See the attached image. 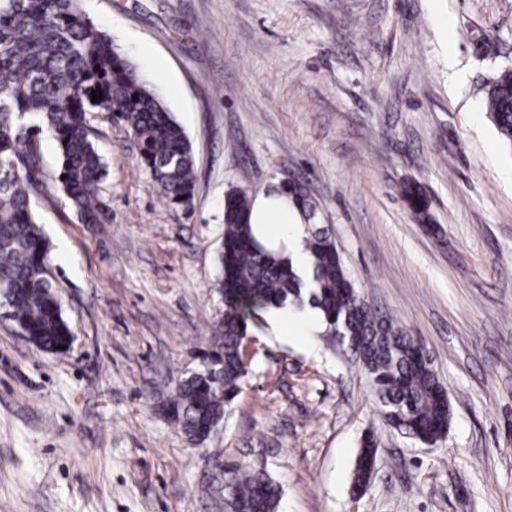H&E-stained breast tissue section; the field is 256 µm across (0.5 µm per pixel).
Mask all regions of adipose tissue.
<instances>
[{"mask_svg":"<svg viewBox=\"0 0 512 512\" xmlns=\"http://www.w3.org/2000/svg\"><path fill=\"white\" fill-rule=\"evenodd\" d=\"M247 220L253 224L259 240L273 248L286 247L295 269L302 273L308 271V255L302 247L303 220L286 194L273 192L258 196L251 204Z\"/></svg>","mask_w":512,"mask_h":512,"instance_id":"1","label":"adipose tissue"}]
</instances>
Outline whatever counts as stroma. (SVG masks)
Returning a JSON list of instances; mask_svg holds the SVG:
<instances>
[{
  "mask_svg": "<svg viewBox=\"0 0 512 512\" xmlns=\"http://www.w3.org/2000/svg\"><path fill=\"white\" fill-rule=\"evenodd\" d=\"M83 6L185 130L196 192L168 203L126 127L95 113L106 215L82 223L41 135L31 202L74 343L45 353L0 317V512H224V472L243 461L281 486L279 512H512V147L483 104L512 66V0ZM296 184L361 295L447 388L436 444L385 421L348 346L282 336L273 313L216 435L192 445L165 412L224 311L226 193ZM378 454V448L376 441L371 435L365 436L362 442V446L360 448V452L358 455V459L356 461V466L353 475L354 486L357 490L361 491L368 483L370 476L366 470V463L369 460L374 461V466L376 465Z\"/></svg>",
  "mask_w": 512,
  "mask_h": 512,
  "instance_id": "35a3bbf8",
  "label": "stroma"
}]
</instances>
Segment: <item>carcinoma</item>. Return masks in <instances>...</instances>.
Instances as JSON below:
<instances>
[{"instance_id":"carcinoma-1","label":"carcinoma","mask_w":512,"mask_h":512,"mask_svg":"<svg viewBox=\"0 0 512 512\" xmlns=\"http://www.w3.org/2000/svg\"><path fill=\"white\" fill-rule=\"evenodd\" d=\"M97 89L103 98L93 103L91 92ZM484 105L512 147L511 68L493 80ZM93 112L118 113L161 196L175 205L192 203L196 175L189 138L112 38L89 21L83 0H0V288L16 324L47 353L70 346L71 333L45 271L51 245L30 203L41 167L29 149L37 134L48 130L60 151L61 191L77 213L98 216L106 163L93 139ZM288 197L307 225L303 249L311 261V282L304 283L289 256L258 241L243 221L250 207L246 191L228 192L214 281L224 290V323L210 336L224 371L216 378L201 373L183 379L172 418L190 439L204 425L218 427L248 374L242 343L254 317L308 303L321 312L322 336L330 347L339 339L362 349L361 362L384 418L421 443H436L448 430L447 390L418 357L420 342L364 305L335 242L311 227L313 206L304 191L290 189ZM377 454L376 441L365 436L353 475L357 490L368 483L366 463ZM229 473L227 512H277L281 490L263 467L241 464Z\"/></svg>"}]
</instances>
